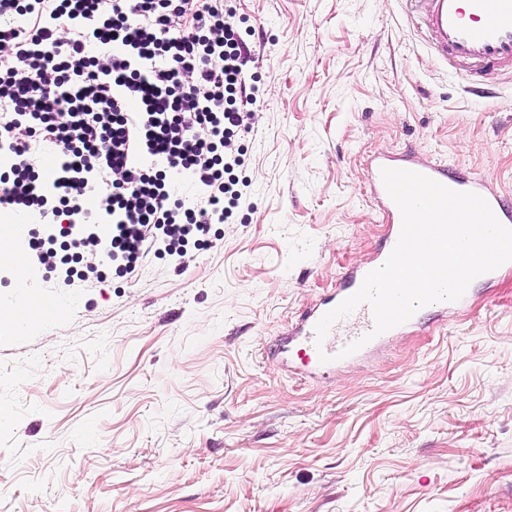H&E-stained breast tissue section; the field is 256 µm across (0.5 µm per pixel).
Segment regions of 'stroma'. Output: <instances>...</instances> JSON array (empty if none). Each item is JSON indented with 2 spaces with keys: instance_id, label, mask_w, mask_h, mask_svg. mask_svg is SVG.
I'll list each match as a JSON object with an SVG mask.
<instances>
[{
  "instance_id": "1",
  "label": "stroma",
  "mask_w": 512,
  "mask_h": 512,
  "mask_svg": "<svg viewBox=\"0 0 512 512\" xmlns=\"http://www.w3.org/2000/svg\"><path fill=\"white\" fill-rule=\"evenodd\" d=\"M258 27L249 205L185 265L45 276L27 239L0 309V512H512V268L322 377L277 336L384 243L371 160L411 153L512 200V73L472 95L405 0H235Z\"/></svg>"
}]
</instances>
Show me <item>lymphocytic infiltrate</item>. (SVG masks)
<instances>
[{
	"label": "lymphocytic infiltrate",
	"instance_id": "obj_1",
	"mask_svg": "<svg viewBox=\"0 0 512 512\" xmlns=\"http://www.w3.org/2000/svg\"><path fill=\"white\" fill-rule=\"evenodd\" d=\"M235 16L224 0H0V208L35 220L33 263L131 273L158 245L186 256L242 206L258 89Z\"/></svg>",
	"mask_w": 512,
	"mask_h": 512
}]
</instances>
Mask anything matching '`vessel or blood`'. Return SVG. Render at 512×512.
Wrapping results in <instances>:
<instances>
[{"label": "vessel or blood", "mask_w": 512, "mask_h": 512, "mask_svg": "<svg viewBox=\"0 0 512 512\" xmlns=\"http://www.w3.org/2000/svg\"><path fill=\"white\" fill-rule=\"evenodd\" d=\"M420 29L429 47L444 61L470 67L475 86L496 83L504 69L512 68V0H421ZM406 169L426 175L444 186L461 192H474L491 206L503 225L512 224V209L505 206L497 192L484 180L454 172L438 162L420 161L407 154L382 155L373 162L375 176L372 191L390 222L382 251L370 262L346 271L339 284L310 308L287 333L279 336L280 354L299 350L311 365L312 372L326 374L384 348L394 337L419 327L425 317L445 314L448 308H462L467 298L454 303L437 302L419 309L407 322L384 333L374 334V317L369 305L358 306L330 329L323 343L315 341V326L327 312L354 294L365 276L380 267L395 247L401 232L402 217L388 195L380 176L381 169ZM364 339L362 348L347 357L340 350L347 344ZM330 362H321V355Z\"/></svg>", "instance_id": "1"}]
</instances>
